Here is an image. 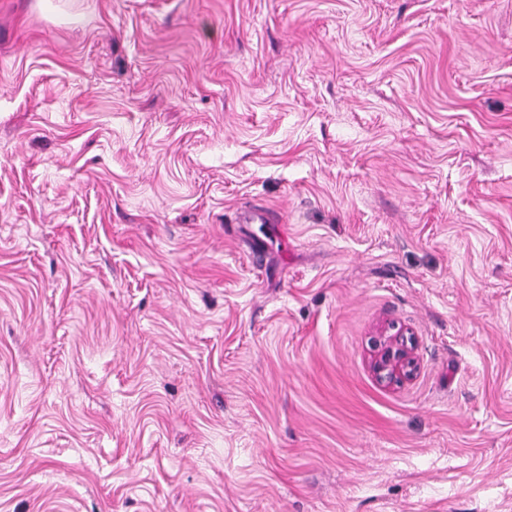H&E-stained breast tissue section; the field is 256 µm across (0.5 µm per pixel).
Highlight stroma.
I'll return each mask as SVG.
<instances>
[{
	"instance_id": "1",
	"label": "stroma",
	"mask_w": 512,
	"mask_h": 512,
	"mask_svg": "<svg viewBox=\"0 0 512 512\" xmlns=\"http://www.w3.org/2000/svg\"><path fill=\"white\" fill-rule=\"evenodd\" d=\"M0 512H512V0H0ZM409 346L404 338L401 339L400 347L394 352L387 353L375 365V371L381 379L394 382L400 379H411L417 372V362L413 357L415 339L409 338Z\"/></svg>"
}]
</instances>
